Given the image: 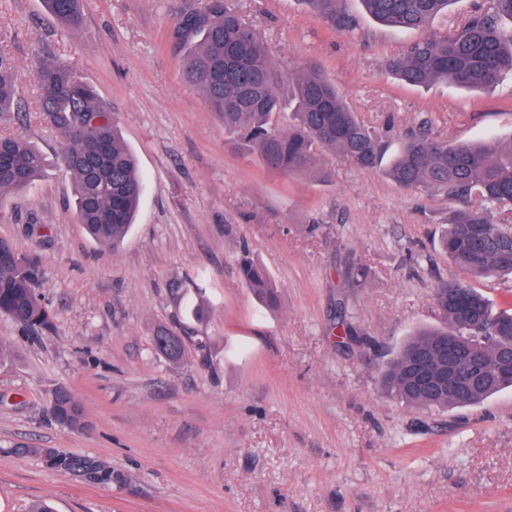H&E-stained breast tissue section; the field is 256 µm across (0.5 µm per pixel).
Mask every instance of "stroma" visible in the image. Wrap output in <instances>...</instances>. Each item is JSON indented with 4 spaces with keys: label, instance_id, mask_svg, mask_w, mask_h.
<instances>
[{
    "label": "stroma",
    "instance_id": "35a3bbf8",
    "mask_svg": "<svg viewBox=\"0 0 512 512\" xmlns=\"http://www.w3.org/2000/svg\"><path fill=\"white\" fill-rule=\"evenodd\" d=\"M210 2L81 0L85 25L66 32L41 0H0V51L25 105L0 131L49 158L35 185L0 199V238L37 260L55 324L35 333L0 316V512L41 499L56 512H512V390L421 409L380 383L400 343L437 322L436 284L461 275L440 247L453 202L333 156L323 182L269 173L244 153L175 49L178 14ZM223 4L285 71L318 62L361 120L388 129L387 156L426 119L451 144L512 140V78L481 93L401 84L382 63L415 35L375 23L360 0L342 4L351 32L302 0ZM37 49L95 87L139 160L144 196L119 250L74 218L63 141L39 117ZM244 250L274 280L276 307L242 284ZM197 302L201 322L184 315ZM341 314L355 329L343 343ZM161 325L208 337L207 351L168 362L150 341ZM59 386L81 401L86 430L53 420ZM19 444L112 477L51 468L15 454Z\"/></svg>",
    "mask_w": 512,
    "mask_h": 512
}]
</instances>
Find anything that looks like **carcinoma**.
Instances as JSON below:
<instances>
[{"instance_id":"obj_1","label":"carcinoma","mask_w":512,"mask_h":512,"mask_svg":"<svg viewBox=\"0 0 512 512\" xmlns=\"http://www.w3.org/2000/svg\"><path fill=\"white\" fill-rule=\"evenodd\" d=\"M45 10L65 30L84 26L80 0H42ZM335 28L349 29L343 0H303ZM376 22L404 32L423 31L404 52L386 61L387 70L400 82L425 87L446 82L461 89L483 90L512 75V0H490L489 6L470 15L455 29L437 32L434 19L448 11L454 0H360ZM177 33L183 50L186 79L203 95L210 112L224 124V133L254 154L264 168L285 176L329 172L320 160L329 152L358 169L381 165L386 143L383 135L360 120L339 95L336 86L316 62L285 74L261 34L242 17L223 6L182 12ZM30 68L40 91L44 119L64 141L59 163L74 191L75 218L101 245L117 250L135 222L143 184L134 153L127 147L107 106L96 90L67 67L37 51ZM288 109V129L276 127L279 112ZM15 63L0 52V115L20 112ZM430 121L410 131L384 168V175L409 191L442 193L462 206L448 218L441 248L457 268L473 278L512 275V224L497 215L512 210V143L492 140L455 145L434 137ZM45 155L32 142L0 135V196L32 186L47 170ZM245 286L268 308L275 306L277 287L269 273L248 255L239 261ZM40 270L19 254L7 239H0V314L27 328L48 332L53 317L36 291ZM440 325L413 331L382 373L385 391L420 408L472 407L512 388V378L497 374L502 350L512 347V300L496 308L465 279L440 282L435 293ZM172 332L153 336L156 352L171 362L187 359L184 337L178 344L161 346ZM453 337L461 360L479 351L485 385L464 401L444 391H416L405 377L406 362L432 352ZM55 421L73 431L88 426L82 404L66 388L52 395ZM62 470L85 469L104 480L112 472L88 466L53 448H21Z\"/></svg>"}]
</instances>
